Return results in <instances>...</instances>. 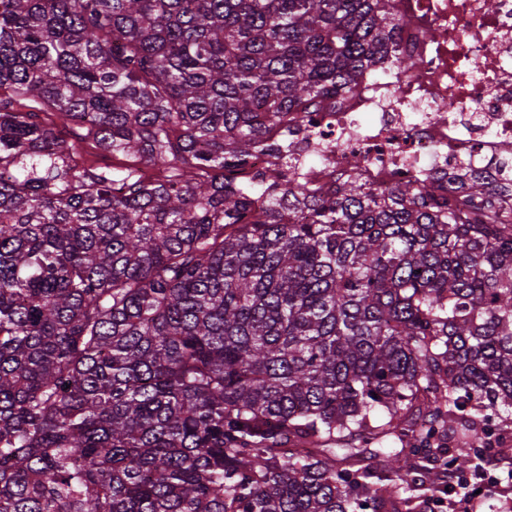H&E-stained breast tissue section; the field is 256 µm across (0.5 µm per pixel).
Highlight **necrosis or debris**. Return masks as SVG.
<instances>
[{
	"label": "necrosis or debris",
	"mask_w": 512,
	"mask_h": 512,
	"mask_svg": "<svg viewBox=\"0 0 512 512\" xmlns=\"http://www.w3.org/2000/svg\"><path fill=\"white\" fill-rule=\"evenodd\" d=\"M402 20L405 74L367 78L339 97L335 111L313 113L302 145L304 177L319 191L354 159L362 179L392 184L438 169L479 170L512 153V0H393Z\"/></svg>",
	"instance_id": "1"
}]
</instances>
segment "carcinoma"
I'll use <instances>...</instances> for the list:
<instances>
[{
	"label": "carcinoma",
	"mask_w": 512,
	"mask_h": 512,
	"mask_svg": "<svg viewBox=\"0 0 512 512\" xmlns=\"http://www.w3.org/2000/svg\"><path fill=\"white\" fill-rule=\"evenodd\" d=\"M400 29L391 0H0V512H422L499 464L512 178L292 165L310 113L411 68ZM77 129L169 175L81 166ZM259 153L279 177L242 181Z\"/></svg>",
	"instance_id": "1"
}]
</instances>
